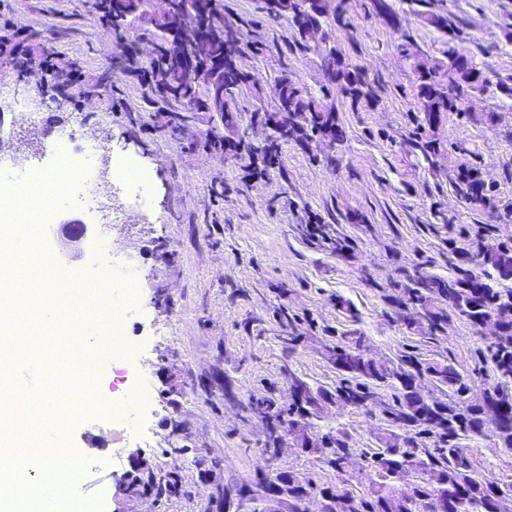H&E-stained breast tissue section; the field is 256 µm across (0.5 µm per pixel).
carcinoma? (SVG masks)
Returning <instances> with one entry per match:
<instances>
[{
	"label": "carcinoma",
	"instance_id": "carcinoma-1",
	"mask_svg": "<svg viewBox=\"0 0 512 512\" xmlns=\"http://www.w3.org/2000/svg\"><path fill=\"white\" fill-rule=\"evenodd\" d=\"M178 5L193 7L201 4L227 26L224 17L223 0H177ZM306 0H293L295 13L288 21L295 25L303 41H308V33L318 31L322 24L343 20V14L336 11V5L322 13L304 9ZM160 41L158 64L150 67L156 81L163 84L166 93L161 102L176 105L190 112L193 109H211V95L200 84L176 82L169 77L166 64L165 37L156 32ZM199 64L208 65L214 60L222 61L224 72L225 123H231L232 113L238 111L240 97L249 84L248 75L239 72L232 65L230 53L224 52V39L208 38L200 43ZM448 63L429 58H414L413 68L418 74V96L426 117H437L443 112L458 109V104L470 93L479 91L491 84L474 57L457 46L448 43ZM327 80L340 87L351 103L372 96L370 84L364 72L347 64L337 49L328 50L324 56ZM276 111H287L305 121V124L292 122L280 128L271 145L269 158H275L279 142L305 128L333 140L343 137V130L336 122L335 107L316 99L309 91L294 86L288 72L282 71L274 80ZM456 185L463 198L473 206H491V187L475 169L461 168ZM482 273L479 275L462 273V277L451 280L443 287L428 288L446 299L458 315L477 326L490 312L505 313L512 310V284L503 280L512 270V249L491 246L481 253ZM492 362L495 384L488 391L485 405L472 406L458 412L449 406H440L425 400L416 390L415 375L382 367L365 358L361 351V337H355L346 345H336L327 349L328 359L336 369L347 373L354 382L336 388V400L346 404L363 405L372 399L371 386L392 381L399 394L387 414L402 428H422V432L442 430L446 447L419 452L417 448H404L395 437L385 441V448L372 459L379 472V480L372 483L367 496L355 495L345 489L334 493L328 488L316 491L310 485L296 481L293 475L280 479L277 483L246 485L241 492L250 496L259 495L268 499L270 506L288 503V512H304L302 502L314 491L323 499V512H497V501L504 493H512V483H498L488 480L471 464L463 449L455 445V439L462 431L479 433L484 418H489L493 432L507 448H512V342H492ZM429 373L441 384L456 388L461 392L464 383L460 375L448 365L428 367ZM293 387L298 395L294 406L288 408V433L297 434L302 448L307 452L318 453L328 450L330 463L336 471H344L348 451L338 436H309L299 427V419L309 413V408H317L329 400L322 390L311 389L306 382L296 380Z\"/></svg>",
	"mask_w": 512,
	"mask_h": 512
}]
</instances>
